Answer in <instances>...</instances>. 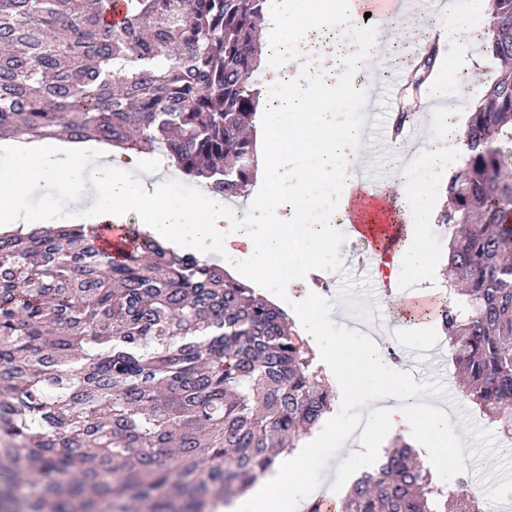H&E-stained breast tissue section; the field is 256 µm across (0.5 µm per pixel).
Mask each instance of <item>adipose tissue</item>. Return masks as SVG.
Segmentation results:
<instances>
[{
    "instance_id": "obj_1",
    "label": "adipose tissue",
    "mask_w": 512,
    "mask_h": 512,
    "mask_svg": "<svg viewBox=\"0 0 512 512\" xmlns=\"http://www.w3.org/2000/svg\"><path fill=\"white\" fill-rule=\"evenodd\" d=\"M322 2L311 0L304 13L289 5L280 18L263 20L264 31L274 32L282 40L294 37L299 48L293 52L273 48L261 58L264 85L270 94L259 102L257 122L265 139L274 143L276 156L258 157L260 190L248 201L249 210L256 214L255 223H235V207L203 189L179 198L167 197V175L145 170L140 155L135 153H121L112 145L92 141L47 142L20 137L0 141V154L10 161L8 168L0 169V233L18 230L31 196L52 200L56 186L66 182L72 185L73 197L80 203L73 214L76 223L93 228L106 215L121 223L131 211H139L140 225L148 233L178 239L192 237L196 249L204 255L222 252L229 274H249V286L255 292H262L274 278L288 289L315 276H334L335 266L318 260L315 250L297 240L292 230L295 206L278 192L280 182L291 178L302 185L304 199H320L332 191L345 196L355 168L367 160L366 154L357 150L363 140L361 128L336 131L312 119L316 103L309 98L308 88L315 72L304 61L301 46L307 45L312 35L323 32L333 33L340 44L355 38L347 16V0H333L328 13L323 12ZM276 97L285 99L290 111L307 117L298 129L297 141H288L280 133L283 114L272 105ZM443 97L438 109L447 114V127L428 137L416 158L402 165L394 185L401 209L410 210L422 226L437 224L441 214L424 189L426 177L438 168L461 164L465 155L457 130L467 109L461 106L455 86L445 88ZM299 143L306 147L308 160L297 165L292 153ZM436 265L432 254L418 248L409 236L400 244L391 279L421 281ZM334 323L330 317L325 327L316 329L305 317L296 327L337 395H361L369 403L362 430L346 442L349 456L373 457L370 441L385 430L387 415L396 413L408 427V441L429 436L435 443L434 462L446 465L447 456L441 446L448 435L446 409L420 395L406 377L381 380L376 374L383 363L378 345L350 348L334 336ZM315 451L312 445L298 449L296 457L274 465L261 477L249 496L251 512H304L311 496L287 502L277 490L284 474L295 472L298 463Z\"/></svg>"
}]
</instances>
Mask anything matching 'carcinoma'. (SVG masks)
<instances>
[{"mask_svg": "<svg viewBox=\"0 0 512 512\" xmlns=\"http://www.w3.org/2000/svg\"><path fill=\"white\" fill-rule=\"evenodd\" d=\"M267 0H0V135L163 154L226 200L249 196ZM502 63L448 183L455 301L436 322L462 392L512 439V0L482 38ZM434 60L410 76L418 90ZM0 234V512H210L295 448L335 403L288 314L220 266L132 225ZM398 441L344 512H482Z\"/></svg>", "mask_w": 512, "mask_h": 512, "instance_id": "carcinoma-1", "label": "carcinoma"}]
</instances>
